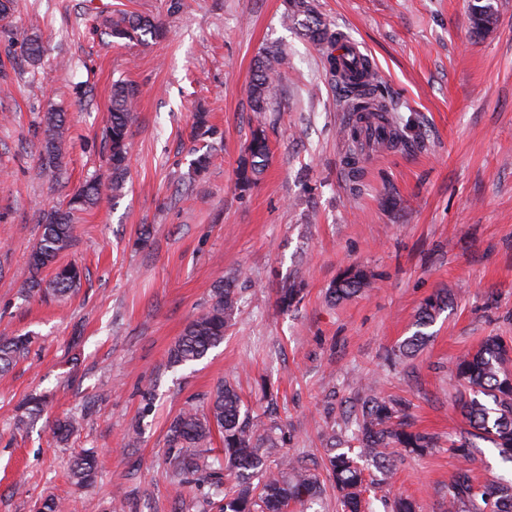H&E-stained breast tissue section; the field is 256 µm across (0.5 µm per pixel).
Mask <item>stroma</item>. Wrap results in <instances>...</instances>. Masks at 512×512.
Here are the masks:
<instances>
[{
  "instance_id": "stroma-1",
  "label": "stroma",
  "mask_w": 512,
  "mask_h": 512,
  "mask_svg": "<svg viewBox=\"0 0 512 512\" xmlns=\"http://www.w3.org/2000/svg\"><path fill=\"white\" fill-rule=\"evenodd\" d=\"M316 5L364 47L397 103L404 145L366 150L355 185L339 90L318 46L284 21V0H17L0 20V336L32 337L0 374V512H35L46 497L72 512H113L118 491L124 512H199L196 489L170 479L167 427L222 378L261 419L272 390L289 456L308 461L321 458L325 434L361 391L402 400L412 428L439 446L423 457L396 451L389 489L424 512H448L458 466L448 437L466 429L453 364L486 336L512 341V0H497L488 32L473 29L470 0ZM115 9L154 18L165 37H111ZM33 40L35 62L26 56ZM274 44L288 62L259 118L253 63ZM119 78L138 89L124 193L75 216L76 241L59 262L83 267L79 292L64 302L22 297L43 212L87 177L109 174L104 128ZM53 108L68 144L55 181L35 135L37 116ZM201 108L217 135L208 170L194 175L201 143L190 132ZM260 121L271 157L242 195L236 168ZM351 264L370 271L369 288L330 301V284ZM234 272L241 306L223 343L170 367L171 345ZM292 277L304 297L285 311L277 291ZM439 293L448 306L429 343L389 363ZM32 396L45 397L44 411L16 430ZM70 414L81 427L63 447L52 426ZM88 449L97 476L81 490L69 466Z\"/></svg>"
}]
</instances>
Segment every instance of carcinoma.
<instances>
[{
  "mask_svg": "<svg viewBox=\"0 0 512 512\" xmlns=\"http://www.w3.org/2000/svg\"><path fill=\"white\" fill-rule=\"evenodd\" d=\"M487 11L472 16L476 30L487 29L496 15L495 6L488 2ZM304 17L309 38L324 48V68L334 78L346 111L358 120L369 122L382 118L390 125L393 101L383 83L374 80L363 84L349 79L340 68L335 54L336 31L315 15L311 0H287L284 18L292 21ZM112 36L145 42L157 40L163 32L154 20L128 12H118L107 20ZM287 55L279 46H271L254 60V77L250 89L252 111L270 109L279 69ZM137 89L117 80L112 84V102L106 140L109 144L112 177L109 190L119 196L125 185L126 161L131 149L129 129L134 119ZM64 113L46 112L40 118L37 131L43 171L55 179L60 174L67 143L63 135ZM217 134L206 112L196 114L192 137L198 140ZM270 158V149L261 128L252 130L250 140L241 155L236 173V189L251 190L263 174ZM103 201L102 183L91 178L71 196L66 207L54 208L44 216L39 238L29 257V277L21 286L22 293L50 296L64 300L81 285L82 269L75 264L58 265L59 257L74 245V213L99 205ZM52 270L50 279L43 273ZM370 274L361 267L348 266L336 277L329 290L330 298L342 300L365 288ZM237 277L219 280L212 289L209 303L185 327L168 353L173 366H183L201 360L213 348L224 342V332L239 309ZM303 297L301 283L293 281L280 289L278 303L283 308L298 304ZM447 303V297L437 294L419 308L414 334L393 352L402 359L416 355L429 341L423 329L430 326ZM28 336L0 337V372L9 370L27 350ZM454 372L463 382L457 406L473 435L490 441L499 456L512 462V345L499 336H488L474 351L462 354L454 364ZM354 425L351 440L357 447H337L336 430H331L326 470L334 483L338 498L346 512H362L363 493L367 487L388 499L381 479L366 481L363 462L368 461L381 474L392 467L393 448L410 455L423 456L436 447L430 434L414 431L407 421L403 404L387 402L367 392L361 398L358 411L351 417ZM222 436L224 461L214 467L210 461V446L214 434ZM290 441V433L277 422L258 423L244 408L236 387L218 381L208 396L207 406H191L173 417L167 429L168 464L172 478L180 482L198 483L208 487L202 494V506L216 512H288L304 506L322 494L320 473L288 456L281 449ZM452 453L462 465L448 483V512H512V480L502 478L478 481L471 465L476 462L475 448L470 439L461 435L449 440ZM96 474V459L92 454L79 457L71 469V479L78 486L89 484Z\"/></svg>",
  "mask_w": 512,
  "mask_h": 512,
  "instance_id": "cac0c4a2",
  "label": "carcinoma"
}]
</instances>
